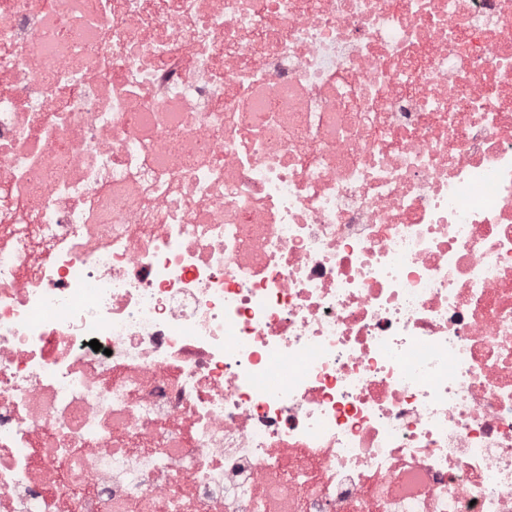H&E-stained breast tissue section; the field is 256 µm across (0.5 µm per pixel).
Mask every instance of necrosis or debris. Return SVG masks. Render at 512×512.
<instances>
[{
  "label": "necrosis or debris",
  "mask_w": 512,
  "mask_h": 512,
  "mask_svg": "<svg viewBox=\"0 0 512 512\" xmlns=\"http://www.w3.org/2000/svg\"><path fill=\"white\" fill-rule=\"evenodd\" d=\"M62 2L0 0V512H512V0Z\"/></svg>",
  "instance_id": "4bbe7bcc"
}]
</instances>
